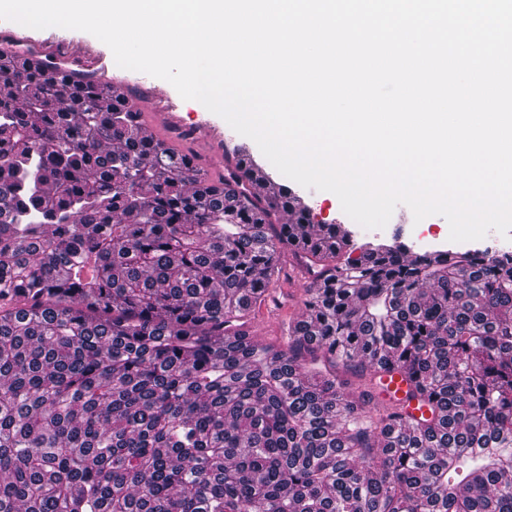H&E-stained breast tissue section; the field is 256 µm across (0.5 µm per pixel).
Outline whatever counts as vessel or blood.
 I'll use <instances>...</instances> for the list:
<instances>
[{
	"label": "vessel or blood",
	"mask_w": 512,
	"mask_h": 512,
	"mask_svg": "<svg viewBox=\"0 0 512 512\" xmlns=\"http://www.w3.org/2000/svg\"><path fill=\"white\" fill-rule=\"evenodd\" d=\"M22 45L29 47L32 60L41 61L72 80L111 87L114 97L130 99L138 92H146L154 100L155 112L163 122L173 124L179 120L181 102L169 82L117 66L97 41L37 39L16 22H0V46L15 50Z\"/></svg>",
	"instance_id": "1"
}]
</instances>
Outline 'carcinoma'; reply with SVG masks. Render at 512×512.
<instances>
[{
    "instance_id": "obj_1",
    "label": "carcinoma",
    "mask_w": 512,
    "mask_h": 512,
    "mask_svg": "<svg viewBox=\"0 0 512 512\" xmlns=\"http://www.w3.org/2000/svg\"><path fill=\"white\" fill-rule=\"evenodd\" d=\"M0 84V512H512V253L359 245L244 145L212 177L99 88ZM308 281L297 283H283L278 285L277 297L282 307V312L276 318L270 319L264 317L262 312L255 324L256 336L260 341L267 343H276L284 328L288 324V320L299 318L304 312V301L306 299V286Z\"/></svg>"
}]
</instances>
